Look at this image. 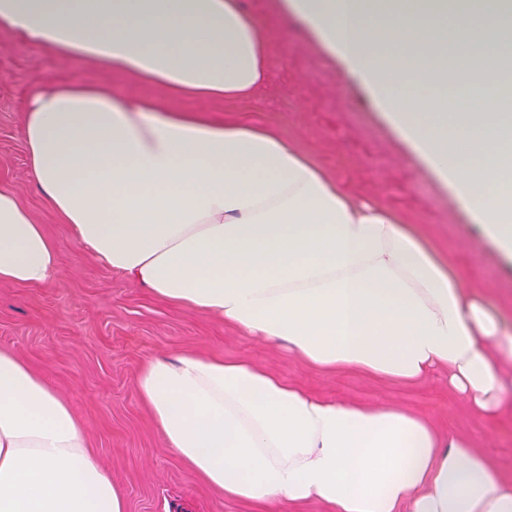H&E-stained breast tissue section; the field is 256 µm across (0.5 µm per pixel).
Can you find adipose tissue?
Instances as JSON below:
<instances>
[{"label": "adipose tissue", "instance_id": "adipose-tissue-1", "mask_svg": "<svg viewBox=\"0 0 512 512\" xmlns=\"http://www.w3.org/2000/svg\"><path fill=\"white\" fill-rule=\"evenodd\" d=\"M365 86L455 202L512 254V120L472 89L500 70L476 26L502 0H280ZM19 46L169 98L237 101L272 58L243 0H0ZM35 186L99 265L323 372L412 383L444 370L482 419L512 404V341L420 225L348 191L295 139L131 99L80 79L29 89ZM54 241L0 183V284L59 273ZM141 403L168 448L226 499L327 512H512V482L463 436L401 406L310 394L246 360L149 357ZM0 512H126L83 421L0 347Z\"/></svg>", "mask_w": 512, "mask_h": 512}]
</instances>
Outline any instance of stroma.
Returning a JSON list of instances; mask_svg holds the SVG:
<instances>
[{"instance_id": "1", "label": "stroma", "mask_w": 512, "mask_h": 512, "mask_svg": "<svg viewBox=\"0 0 512 512\" xmlns=\"http://www.w3.org/2000/svg\"><path fill=\"white\" fill-rule=\"evenodd\" d=\"M276 2L244 0L264 20V36L277 59L268 83L253 99L207 103L210 118L228 115L275 127L296 138L356 195L420 222L449 257L463 262L512 330V256L470 223L369 93L346 80L304 23L279 15ZM74 77L110 84L128 97L169 102L159 90L104 69L77 70L43 50L15 48L12 36L0 30V182L10 184L44 225L60 257V273L47 286L0 285V347L46 374L72 403L127 512H166L177 503L186 512H265L255 503L224 499L194 475L167 448L142 406L135 387L141 364L181 349L249 359L317 395L412 409L443 430L468 436L512 479L511 409L491 423L476 419L442 374L404 385L352 370L316 371L285 348L213 315L158 300L81 254L37 192L21 134L30 86Z\"/></svg>"}]
</instances>
